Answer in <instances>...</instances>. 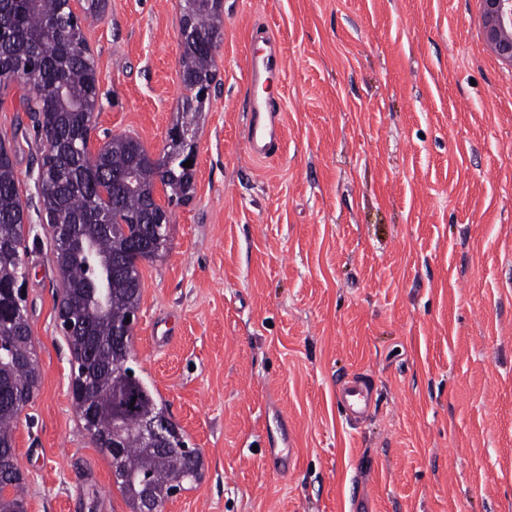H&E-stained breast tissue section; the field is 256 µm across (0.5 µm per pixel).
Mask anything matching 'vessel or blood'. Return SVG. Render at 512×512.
<instances>
[{
	"instance_id": "1",
	"label": "vessel or blood",
	"mask_w": 512,
	"mask_h": 512,
	"mask_svg": "<svg viewBox=\"0 0 512 512\" xmlns=\"http://www.w3.org/2000/svg\"><path fill=\"white\" fill-rule=\"evenodd\" d=\"M280 69V54L275 49L261 48L253 52L249 62L250 117L246 143L251 155L258 159L273 155L280 144L281 101L262 91L265 78ZM336 393L345 412L362 418L370 415L373 391L367 375L355 374L346 378L340 382Z\"/></svg>"
}]
</instances>
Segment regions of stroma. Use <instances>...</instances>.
<instances>
[{"label":"stroma","mask_w":512,"mask_h":512,"mask_svg":"<svg viewBox=\"0 0 512 512\" xmlns=\"http://www.w3.org/2000/svg\"><path fill=\"white\" fill-rule=\"evenodd\" d=\"M182 0H107L82 31L99 103L91 149L152 153L200 111L194 191L139 266L133 366L165 402L202 479L163 512H512V66L480 0H222L203 106L181 81ZM282 53L278 153L244 132L248 57ZM0 87L16 150L40 374L14 430L26 512H131L83 427L42 143ZM373 378L361 422L337 381ZM287 424L293 463L267 465Z\"/></svg>","instance_id":"1"}]
</instances>
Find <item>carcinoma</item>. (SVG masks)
I'll list each match as a JSON object with an SVG mask.
<instances>
[{
  "mask_svg": "<svg viewBox=\"0 0 512 512\" xmlns=\"http://www.w3.org/2000/svg\"><path fill=\"white\" fill-rule=\"evenodd\" d=\"M71 14L67 0H0V84L18 80L35 90L36 105L27 111L43 144L39 201L55 242L60 314L78 325L65 333L73 402L96 447L110 457L113 419L125 400L137 397L140 411L159 419L167 410L152 386L134 372L130 345L112 339L113 329L139 309L141 283L138 267L125 261L129 237L119 226L107 228L101 211L156 239L160 252L171 211L154 201L156 185L163 187L168 205H179L189 199L191 177L178 148L152 163L129 136L112 138L95 157L67 151L69 145H84L88 110L99 97L81 19ZM190 20L200 31L185 47L181 66L183 85L194 92L197 106L178 127L191 140L213 81L222 21L213 0H183L181 23ZM17 183L13 157L0 155V512H26L13 430L39 383L28 317L16 312L13 295L14 283L26 278L25 210ZM140 411L122 416L123 456L115 482L131 512H141L147 495L162 505L171 488L184 489L202 478V456L189 459V444L176 424L162 449L143 447Z\"/></svg>",
  "mask_w": 512,
  "mask_h": 512,
  "instance_id": "obj_1",
  "label": "carcinoma"
}]
</instances>
